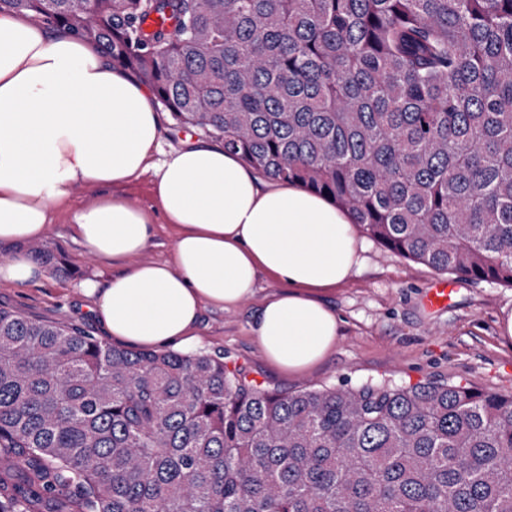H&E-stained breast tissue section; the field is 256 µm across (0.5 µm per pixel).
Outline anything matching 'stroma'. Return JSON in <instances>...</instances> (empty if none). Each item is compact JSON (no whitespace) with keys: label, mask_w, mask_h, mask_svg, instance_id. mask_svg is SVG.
Instances as JSON below:
<instances>
[{"label":"stroma","mask_w":512,"mask_h":512,"mask_svg":"<svg viewBox=\"0 0 512 512\" xmlns=\"http://www.w3.org/2000/svg\"><path fill=\"white\" fill-rule=\"evenodd\" d=\"M364 262L356 275L326 296L341 320L335 350L301 374L272 366L257 346L250 325L273 283L260 278L255 294L231 311L206 308L190 345L223 355L243 367L262 387L287 392L308 385L355 386L390 381L452 383L512 395V343L500 322L512 311V287L461 279L453 302L429 309L424 299L437 277L433 269L410 261L362 236ZM67 273L46 270L25 285L0 282V308L29 319L74 324L105 338L100 322L87 311L78 288L92 276L114 275L71 238L66 215H59L46 240Z\"/></svg>","instance_id":"35a3bbf8"}]
</instances>
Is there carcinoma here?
Here are the masks:
<instances>
[{
	"mask_svg": "<svg viewBox=\"0 0 512 512\" xmlns=\"http://www.w3.org/2000/svg\"><path fill=\"white\" fill-rule=\"evenodd\" d=\"M431 269L512 287V0H0ZM0 512H512V396L262 388L0 308Z\"/></svg>",
	"mask_w": 512,
	"mask_h": 512,
	"instance_id": "cac0c4a2",
	"label": "carcinoma"
}]
</instances>
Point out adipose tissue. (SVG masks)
I'll return each instance as SVG.
<instances>
[{
    "label": "adipose tissue",
    "instance_id": "obj_1",
    "mask_svg": "<svg viewBox=\"0 0 512 512\" xmlns=\"http://www.w3.org/2000/svg\"><path fill=\"white\" fill-rule=\"evenodd\" d=\"M161 132L150 94L95 46L0 13V244L44 240L63 210L87 254L118 262L150 246L161 218L172 259L81 285L110 336L186 345L205 308L239 307L264 276L276 287L251 326L260 350L285 372L313 368L339 333L325 296L363 263L352 217L303 186H262L219 143L161 152ZM146 177L154 204L134 207L121 190ZM78 185L93 194L76 205Z\"/></svg>",
    "mask_w": 512,
    "mask_h": 512
}]
</instances>
